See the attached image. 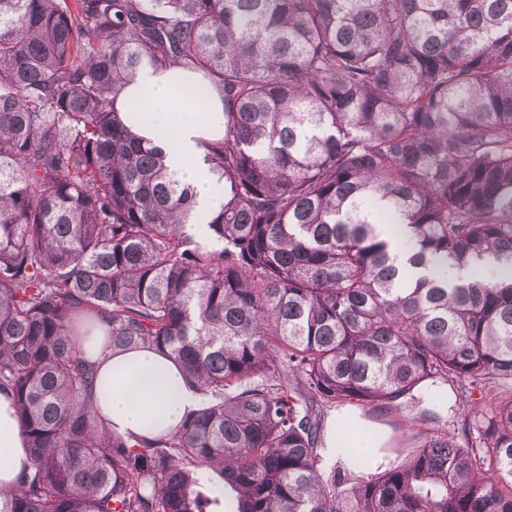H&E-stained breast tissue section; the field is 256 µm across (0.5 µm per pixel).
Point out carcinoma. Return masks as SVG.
I'll list each match as a JSON object with an SVG mask.
<instances>
[{
  "instance_id": "carcinoma-1",
  "label": "carcinoma",
  "mask_w": 512,
  "mask_h": 512,
  "mask_svg": "<svg viewBox=\"0 0 512 512\" xmlns=\"http://www.w3.org/2000/svg\"><path fill=\"white\" fill-rule=\"evenodd\" d=\"M144 65L224 102L219 210L120 117ZM386 224L411 268L507 274L410 276ZM85 322L206 404L110 433ZM424 384L459 431L324 478L325 408ZM2 388L30 467L0 512H213L209 470L232 512H512V0H0Z\"/></svg>"
}]
</instances>
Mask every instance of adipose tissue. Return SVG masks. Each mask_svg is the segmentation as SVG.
Segmentation results:
<instances>
[{
    "instance_id": "obj_1",
    "label": "adipose tissue",
    "mask_w": 512,
    "mask_h": 512,
    "mask_svg": "<svg viewBox=\"0 0 512 512\" xmlns=\"http://www.w3.org/2000/svg\"><path fill=\"white\" fill-rule=\"evenodd\" d=\"M203 85L184 71L161 72L143 67L134 83L126 86L124 100L141 102L147 118L133 132L163 147L171 175L194 187L200 208L219 209L224 191L209 176L203 163L202 140L224 129V106L201 108ZM97 337L81 346L96 367L92 403L109 430L126 439L152 438L175 429L204 401L203 392L188 384L177 364L155 350L142 348L100 357ZM358 429L365 434L364 447H377L382 438L374 426L357 413L344 410L327 428L324 462L353 465L354 460L336 441L337 427ZM26 440L17 420L11 392H0V489H14L28 467Z\"/></svg>"
}]
</instances>
